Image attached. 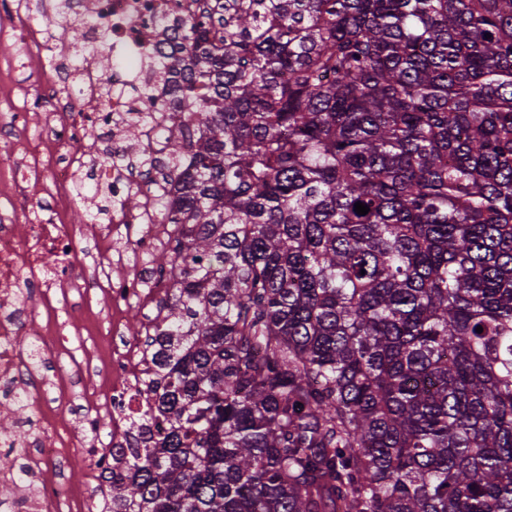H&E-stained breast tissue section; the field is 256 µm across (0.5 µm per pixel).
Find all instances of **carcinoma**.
<instances>
[{"label": "carcinoma", "mask_w": 512, "mask_h": 512, "mask_svg": "<svg viewBox=\"0 0 512 512\" xmlns=\"http://www.w3.org/2000/svg\"><path fill=\"white\" fill-rule=\"evenodd\" d=\"M180 40L137 87L171 288L108 509L512 512V0H224Z\"/></svg>", "instance_id": "obj_1"}]
</instances>
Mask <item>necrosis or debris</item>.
<instances>
[{
  "instance_id": "obj_1",
  "label": "necrosis or debris",
  "mask_w": 512,
  "mask_h": 512,
  "mask_svg": "<svg viewBox=\"0 0 512 512\" xmlns=\"http://www.w3.org/2000/svg\"><path fill=\"white\" fill-rule=\"evenodd\" d=\"M0 10L11 17L0 27V43L25 46L22 65L43 69L32 102L14 97L12 70L0 71V138L30 132L22 161L0 163V400L24 401V414L38 429L34 439L17 432H0V447L22 452L36 485L0 501V512H102L97 496L88 489L61 484L59 475L72 448L85 446L96 465L92 480L112 468V451L96 440L79 441L73 426V378L60 373L50 388H43L45 363L68 354V339L59 316L71 289L86 300L101 295L112 301V332L95 338L96 357L112 361V375L102 378L106 397L89 396L82 406L86 426H94L102 405L112 408V440L121 442L126 429V408L143 369L141 337L122 336L126 310L155 303L164 296L169 279L159 277L147 258L164 244L169 231L155 191L145 192L138 210L124 207L125 197L143 186L142 171L126 172L120 123L135 119L142 108L128 90L146 61L158 58L177 43L176 19L197 21L206 12L221 13L220 0H69L58 14L66 30L79 18L82 41L100 33L111 36L118 63L110 73L82 71L77 90L62 91L71 53L61 40L50 36L26 7L24 0H0ZM112 139V164L100 178L112 199V222L88 224L84 234L96 245L121 243L125 254L103 277L87 280L76 272L78 251L75 228L67 222L70 192L77 175L81 148L88 128ZM56 189L43 200V182ZM38 298L41 307L28 311L19 306L21 291Z\"/></svg>"
}]
</instances>
